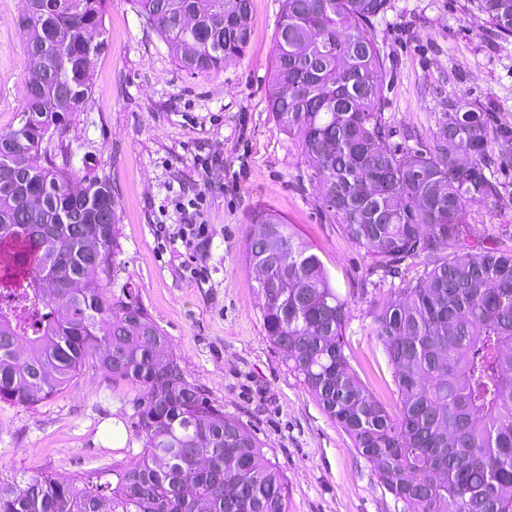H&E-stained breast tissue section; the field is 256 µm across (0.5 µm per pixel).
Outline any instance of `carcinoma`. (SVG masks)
Returning a JSON list of instances; mask_svg holds the SVG:
<instances>
[{
    "mask_svg": "<svg viewBox=\"0 0 512 512\" xmlns=\"http://www.w3.org/2000/svg\"><path fill=\"white\" fill-rule=\"evenodd\" d=\"M105 0H28L25 50L37 62L18 124L0 132V401L30 407L95 359L138 385L141 452L66 483L0 473V512H288L287 482L262 442L190 382L135 289L110 293L118 217L109 176L80 174L63 141L66 118L92 92L85 44L103 30ZM179 66L198 75L244 55L250 0H133ZM390 0H282L269 109L297 137L323 208L352 243L396 271L427 270L375 314L394 368L397 410L356 376L342 342L347 302L312 246L271 210L288 266L254 237L263 325L325 414L351 438L406 512H512V251L471 244L470 208L512 205L499 167L512 132L481 104L448 102L432 143L390 141L385 55L367 31ZM512 35V0H473ZM445 255H440V252Z\"/></svg>",
    "mask_w": 512,
    "mask_h": 512,
    "instance_id": "carcinoma-1",
    "label": "carcinoma"
}]
</instances>
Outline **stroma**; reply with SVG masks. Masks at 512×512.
Listing matches in <instances>:
<instances>
[{"label":"stroma","instance_id":"stroma-1","mask_svg":"<svg viewBox=\"0 0 512 512\" xmlns=\"http://www.w3.org/2000/svg\"><path fill=\"white\" fill-rule=\"evenodd\" d=\"M280 0H251L250 42L222 71L182 69L131 0H106L107 47L94 57L86 111L65 144L81 172L106 173L119 218L109 289L135 288L168 336L189 381L263 444L288 481V512H404L350 437L289 372L267 339L246 248L259 212L284 217L349 302L344 350L387 406L398 395L374 334V311L424 272V258L390 275L321 205L297 139L269 110ZM19 0H0V131L18 122L30 59ZM386 56L385 118L393 142H431L442 98L474 102L512 130V37L469 0H391L370 28ZM477 243L512 250V208L473 210ZM140 388L87 360L65 388L32 407L0 402V473L64 474L122 463L143 442L130 426Z\"/></svg>","mask_w":512,"mask_h":512}]
</instances>
